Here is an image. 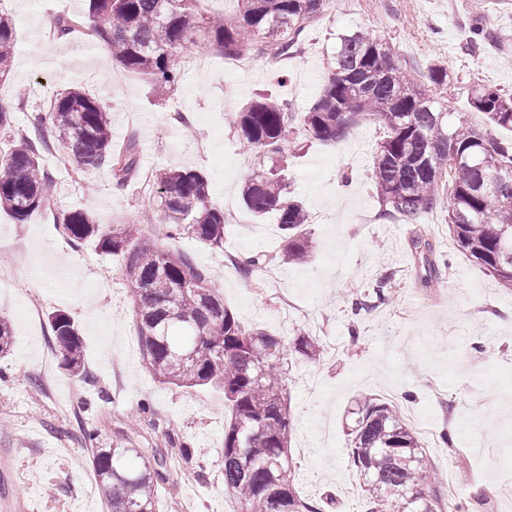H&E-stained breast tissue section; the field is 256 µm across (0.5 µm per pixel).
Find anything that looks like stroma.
Here are the masks:
<instances>
[{
  "label": "stroma",
  "instance_id": "obj_1",
  "mask_svg": "<svg viewBox=\"0 0 512 512\" xmlns=\"http://www.w3.org/2000/svg\"><path fill=\"white\" fill-rule=\"evenodd\" d=\"M62 11L81 15L82 0H0L17 36L9 72L0 77V108L12 119L0 130V149L31 133L35 114L76 85L106 106L113 143L138 135L141 177L160 167L199 170L214 205L232 201L237 218L226 222L220 250L187 233L169 236L155 211L140 205L141 177L118 189L108 171L80 169L59 151L43 153L57 182L50 201L25 222L0 210V270H17L26 281L22 291L0 282V313L10 318L15 339L11 354L0 358V456L10 465L0 495L21 496L25 512H105L99 492L87 489L91 449L118 446L166 456L161 500L176 502L178 512H226L230 500L223 391L163 384L146 368L120 259L92 241L73 245L56 221L81 209L104 224L132 225L139 240L189 253L240 322L288 345L284 384L300 496L329 500L326 512H365L363 480L346 457L349 411L367 396L400 412L412 409L432 430L436 440L425 460L440 500L454 498L465 512H512V290L460 251L443 211L417 224L383 216L371 158L384 130L372 121L331 145L289 133L284 163L292 195L324 220L303 228L315 246L312 260L283 264L277 214L257 218L243 205L242 177L259 157L243 147L234 126L236 113L259 94L299 111L308 107L334 66L336 35L346 30L387 42L418 84H428L431 67H445L441 104L483 124L468 93L477 81L512 92V0H333L298 53L251 54L247 73L219 50L188 46L209 66L184 70L166 98L131 73L111 83L115 68L95 39L78 33L47 44L42 31ZM477 19L495 39L472 51L469 27ZM177 111L187 125L173 120ZM420 236L448 262L431 282L413 246ZM229 254L256 256L260 264L246 277L225 266ZM270 268L279 281H266ZM383 278L390 302L352 315L350 299ZM284 293L295 308L285 309ZM58 310L79 328L86 377L71 375L52 345L48 315ZM301 334L323 346L319 360L292 351ZM86 428L94 430L95 445L84 443ZM184 447L192 464L180 456Z\"/></svg>",
  "mask_w": 512,
  "mask_h": 512
}]
</instances>
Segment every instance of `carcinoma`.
<instances>
[{"label":"carcinoma","instance_id":"cac0c4a2","mask_svg":"<svg viewBox=\"0 0 512 512\" xmlns=\"http://www.w3.org/2000/svg\"><path fill=\"white\" fill-rule=\"evenodd\" d=\"M79 16L58 14L54 32L63 38L85 24L90 35L112 48L118 65L145 80L159 97L182 79L179 55L197 44L228 57L253 51L288 57L297 53L309 24L330 8L331 0H238L239 15L201 19L197 0H85ZM14 20L0 13V73L8 71L17 47ZM472 109L487 123L454 121L433 90L418 85L386 43L361 31L341 34L336 62L317 99L302 112L271 96L246 103L234 124L249 149L271 161L246 172L242 199L256 217L277 212L286 237L283 262L305 264L313 242L301 233L309 215L290 196L278 166L288 132L297 125L324 144L342 140L364 121L379 122L386 136L372 161V179L383 213L417 224L436 209L458 246L505 288H512V143L495 137L512 131V93L483 83L472 86ZM52 128L63 153L85 170L107 169L123 189L140 168L136 135L123 148L112 147V126L101 103L78 88L54 99L51 111L34 117L33 133L0 151V208L20 222L29 220L55 192L52 174L41 167L48 147L44 129ZM163 223L176 236L190 231L213 249L224 248V211L209 198L206 178L191 169L162 167L154 175ZM61 224L75 244L93 240L108 254L122 256V274L133 299L136 328L147 368L164 383L184 387L211 385L224 390L229 412L224 423V486L240 512H324L323 502L298 496L288 459L290 405L281 388L288 347L265 329H247L225 307L208 272L186 252L142 243L127 229L100 224L82 210L62 214ZM429 278H438L432 245L422 239ZM387 282L351 300L357 315L389 301ZM53 345L65 368L83 375L82 337L71 318L49 314ZM12 345L11 323L0 317V357ZM294 350L314 359L322 353L308 336ZM349 466L365 480L366 512H437L439 499L424 487L435 480L424 462L415 432L395 408L365 398L354 412ZM132 454L143 459L129 464ZM92 468L108 512H158L159 483L168 463L160 453L141 448H94Z\"/></svg>","mask_w":512,"mask_h":512}]
</instances>
